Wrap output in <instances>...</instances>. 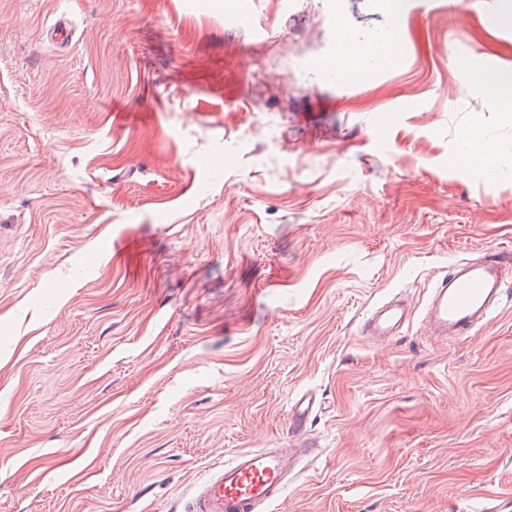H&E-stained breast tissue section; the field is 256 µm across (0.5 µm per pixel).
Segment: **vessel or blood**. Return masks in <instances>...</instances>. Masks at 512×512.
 <instances>
[{
    "label": "vessel or blood",
    "mask_w": 512,
    "mask_h": 512,
    "mask_svg": "<svg viewBox=\"0 0 512 512\" xmlns=\"http://www.w3.org/2000/svg\"><path fill=\"white\" fill-rule=\"evenodd\" d=\"M512 287V255L489 253L477 261L454 266L436 281L425 308L428 332L438 340L470 335L486 325ZM400 302L379 305L365 324L366 333L385 342L408 320ZM304 448L246 449L221 465L194 492L189 512H266L280 500Z\"/></svg>",
    "instance_id": "b4317fda"
}]
</instances>
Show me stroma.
Listing matches in <instances>:
<instances>
[{"mask_svg": "<svg viewBox=\"0 0 512 512\" xmlns=\"http://www.w3.org/2000/svg\"><path fill=\"white\" fill-rule=\"evenodd\" d=\"M509 10L0 0V512H181L302 446L269 512H512V298L450 343L362 330L512 253V112L450 66L511 72ZM391 30L404 59L330 76ZM473 126L500 171L451 165ZM372 58L389 61V59L378 52L377 43H374V41L355 44L346 40V38H341L339 39L336 57L334 58L336 60V67L329 69L332 71L339 70L346 76L350 70L361 68L360 61L365 66L367 63H370ZM409 309L400 302H386L379 305L365 324L366 334L378 342H385L397 336L399 329L408 320Z\"/></svg>", "mask_w": 512, "mask_h": 512, "instance_id": "stroma-1", "label": "stroma"}]
</instances>
